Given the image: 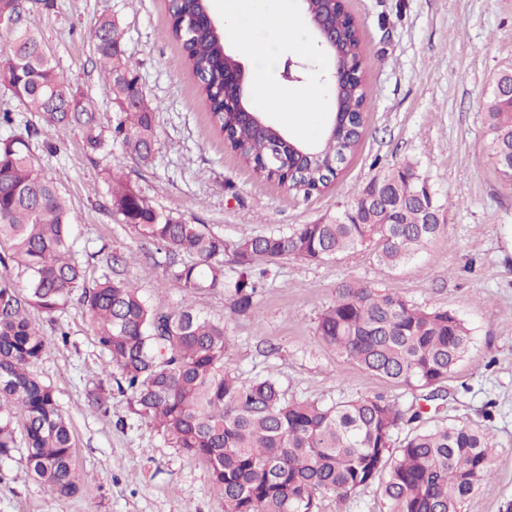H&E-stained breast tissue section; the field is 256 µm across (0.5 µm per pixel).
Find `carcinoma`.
Here are the masks:
<instances>
[{
	"instance_id": "cac0c4a2",
	"label": "carcinoma",
	"mask_w": 512,
	"mask_h": 512,
	"mask_svg": "<svg viewBox=\"0 0 512 512\" xmlns=\"http://www.w3.org/2000/svg\"><path fill=\"white\" fill-rule=\"evenodd\" d=\"M13 27L9 55L15 66L0 73V85L49 128H79L87 149L102 152L89 99L75 88L44 51L41 35L21 25L22 0H8ZM177 21L165 31L197 79L213 130L227 147L254 164L257 176L304 197L326 187L321 168L350 153L361 133L345 132L334 142L316 137L321 160L287 179L294 163L273 170L261 165L277 144L276 133L258 135L217 103L224 73L214 60L224 56L222 33L201 30L196 19L211 13L210 0H169ZM307 14H336V27L351 56L362 52L361 33L346 5L309 0ZM89 40L112 95L115 120L110 138L124 154L151 160L157 136L156 108L138 86L120 50L124 31L116 20L99 18ZM512 77V64L496 71L485 102L488 139L484 151L512 189V105L496 86ZM340 107L365 114V75L343 86ZM16 114L0 112V464L24 447L32 476L59 496L80 487L75 440L69 418L51 386L31 367L50 339L30 311L47 321L73 296L88 313L118 392L130 396L131 411L173 448L203 460L224 495V512H320L319 495L346 500L362 486L378 483L386 512H462L465 500L491 475L493 436L469 424H426L447 400L442 384L468 353L470 329L453 310L418 306L400 294L359 281H344L320 314L317 333L336 353L415 395L410 404L382 396H348L332 403L289 397L272 378L243 381L231 368L224 320L190 305L162 309L105 259L89 280L75 257L74 221L61 188L42 173L24 137L13 133ZM432 195L430 180L411 160L375 174L336 214L317 224L228 242L206 224H190L157 209L138 189L109 169V207L143 240L156 247L154 265L184 292L228 291L238 310L252 307L271 267L286 258L317 262L360 246L373 247L380 264L396 268L436 239L444 225L425 223L420 196ZM233 250L238 276L224 269ZM24 276L19 285L12 271ZM104 380L88 391L92 406L107 409L112 395Z\"/></svg>"
}]
</instances>
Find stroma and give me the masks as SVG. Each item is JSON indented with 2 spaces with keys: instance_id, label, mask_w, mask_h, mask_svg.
<instances>
[{
  "instance_id": "1",
  "label": "stroma",
  "mask_w": 512,
  "mask_h": 512,
  "mask_svg": "<svg viewBox=\"0 0 512 512\" xmlns=\"http://www.w3.org/2000/svg\"><path fill=\"white\" fill-rule=\"evenodd\" d=\"M363 40L370 107L361 141L335 179L303 197L258 178L212 129L208 108L177 45L165 38V0H56L22 22L38 30L51 56L91 101L103 131L114 114L86 33L101 17L118 19L126 56L157 105V141L141 164L113 150L89 157L83 135L42 128L30 140L49 178L77 217V258L96 269L101 256L119 260L126 277L163 307L188 304L227 320L231 366L242 379L270 377L287 394L310 400L382 395L408 404L411 390L339 357L316 334L317 319L337 286L360 280L396 291L426 308L457 312L471 330L469 353L444 387L440 412L450 423L494 435L493 475L462 512H507L512 504V189L502 186L484 153L483 103L492 74L512 62V0H346ZM60 150L44 152V140ZM412 159L434 185L444 231L416 259L396 268L358 248L323 262L284 259L244 313L229 293L185 295L162 269H149L140 238L108 208V169L118 167L159 209L207 224L236 240L269 227L315 224L349 202L379 168ZM57 320L67 343L51 344L34 368L69 417L77 465L88 481L69 497L30 474L16 450L0 466V512H224V497L199 458L169 447L147 423L131 419L127 397L113 394L108 411L86 398L102 377L105 357L78 302ZM127 427H119V419ZM320 512H385L378 485L346 501L319 497Z\"/></svg>"
}]
</instances>
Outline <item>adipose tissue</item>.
<instances>
[{
	"label": "adipose tissue",
	"instance_id": "ef3b65f1",
	"mask_svg": "<svg viewBox=\"0 0 512 512\" xmlns=\"http://www.w3.org/2000/svg\"><path fill=\"white\" fill-rule=\"evenodd\" d=\"M235 12L237 21L230 26L227 35L238 42L242 49L248 50L252 64V79L257 92V100L262 103L264 109L281 114L311 112L315 109L312 93L290 95L284 92L269 95L268 87L276 85V73L279 68L278 56L269 50L260 51L251 49L249 44V28L251 26L252 13L246 4H239Z\"/></svg>",
	"mask_w": 512,
	"mask_h": 512
}]
</instances>
